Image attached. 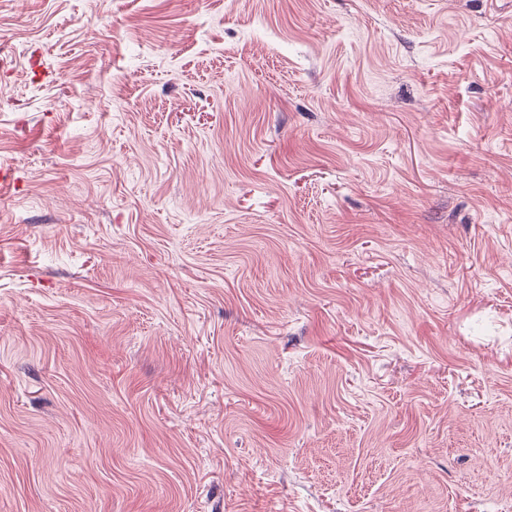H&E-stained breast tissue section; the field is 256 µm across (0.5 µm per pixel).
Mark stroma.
<instances>
[{
  "label": "stroma",
  "instance_id": "35a3bbf8",
  "mask_svg": "<svg viewBox=\"0 0 512 512\" xmlns=\"http://www.w3.org/2000/svg\"><path fill=\"white\" fill-rule=\"evenodd\" d=\"M0 32V512H512V0Z\"/></svg>",
  "mask_w": 512,
  "mask_h": 512
}]
</instances>
